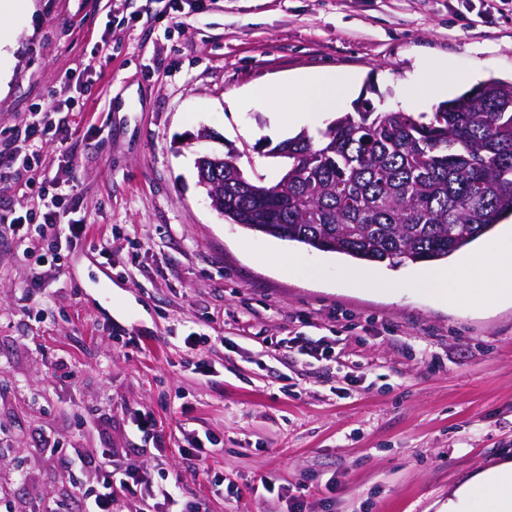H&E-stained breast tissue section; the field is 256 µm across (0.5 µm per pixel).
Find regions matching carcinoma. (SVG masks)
I'll use <instances>...</instances> for the list:
<instances>
[{"mask_svg": "<svg viewBox=\"0 0 512 512\" xmlns=\"http://www.w3.org/2000/svg\"><path fill=\"white\" fill-rule=\"evenodd\" d=\"M265 155L274 183L246 177L238 155L209 173L224 219L361 262L445 261L512 217V82L488 79L432 112L354 103L319 131Z\"/></svg>", "mask_w": 512, "mask_h": 512, "instance_id": "cac0c4a2", "label": "carcinoma"}]
</instances>
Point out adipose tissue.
<instances>
[{
	"label": "adipose tissue",
	"mask_w": 512,
	"mask_h": 512,
	"mask_svg": "<svg viewBox=\"0 0 512 512\" xmlns=\"http://www.w3.org/2000/svg\"><path fill=\"white\" fill-rule=\"evenodd\" d=\"M287 83L297 91L299 104L295 111L275 113L272 122L292 129L311 123L316 115L332 111L355 89L351 77H339L327 70L294 76L288 78ZM481 262L487 273L480 290L485 302L512 299V245L501 246L491 256L482 257ZM472 269L469 263L430 269L410 280L392 283L391 288L396 292L410 290L430 294L454 304L460 297V285L470 281ZM466 505L472 506L474 512H512V462L481 472L449 499L447 510L461 512Z\"/></svg>",
	"instance_id": "1"
}]
</instances>
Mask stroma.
I'll return each mask as SVG.
<instances>
[{"mask_svg": "<svg viewBox=\"0 0 512 512\" xmlns=\"http://www.w3.org/2000/svg\"><path fill=\"white\" fill-rule=\"evenodd\" d=\"M35 2L31 20L0 21L16 46L0 61V138L92 66L80 123L38 170L73 186L90 231L55 269L0 237V512H81L101 474L71 467L77 452L111 451L155 487L178 477L182 501L209 512H441L512 461L511 303L357 289L356 273L424 266L253 234L210 207L195 168L234 148L246 175L277 179L254 145L284 140L269 115L296 91L233 98L283 76L357 75L380 112L431 111L435 58L452 97L511 81L512 0H202L176 18L158 0ZM202 128L212 139L190 142ZM288 254L320 279L279 271ZM192 332L207 337L193 363ZM306 337L322 360L302 354ZM193 434L221 446L203 473L180 454Z\"/></svg>", "mask_w": 512, "mask_h": 512, "instance_id": "stroma-1", "label": "stroma"}]
</instances>
